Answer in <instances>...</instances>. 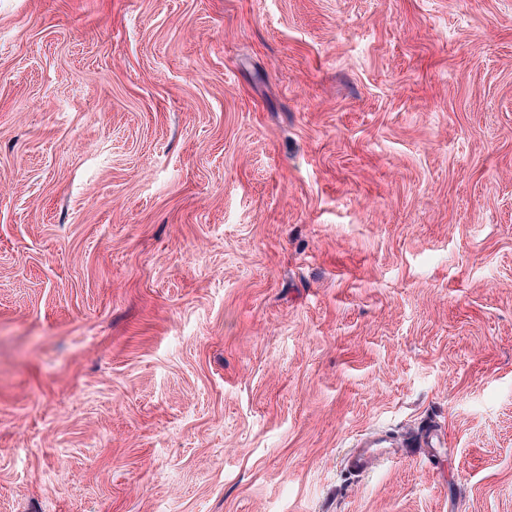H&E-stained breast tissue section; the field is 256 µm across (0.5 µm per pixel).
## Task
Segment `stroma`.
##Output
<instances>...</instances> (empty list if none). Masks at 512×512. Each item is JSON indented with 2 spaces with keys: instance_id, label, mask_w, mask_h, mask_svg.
Here are the masks:
<instances>
[{
  "instance_id": "35a3bbf8",
  "label": "stroma",
  "mask_w": 512,
  "mask_h": 512,
  "mask_svg": "<svg viewBox=\"0 0 512 512\" xmlns=\"http://www.w3.org/2000/svg\"><path fill=\"white\" fill-rule=\"evenodd\" d=\"M0 512H512V0H0ZM392 456L390 443L366 439L345 456L344 466L352 474L360 476L371 471L378 463L390 460Z\"/></svg>"
}]
</instances>
